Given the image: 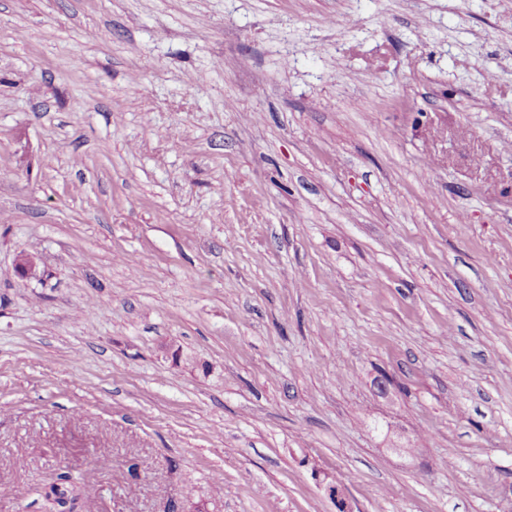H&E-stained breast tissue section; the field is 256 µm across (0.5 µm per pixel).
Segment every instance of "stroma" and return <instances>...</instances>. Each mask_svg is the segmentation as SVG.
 Masks as SVG:
<instances>
[{
    "label": "stroma",
    "instance_id": "stroma-1",
    "mask_svg": "<svg viewBox=\"0 0 512 512\" xmlns=\"http://www.w3.org/2000/svg\"><path fill=\"white\" fill-rule=\"evenodd\" d=\"M61 472L512 512V0H0V512Z\"/></svg>",
    "mask_w": 512,
    "mask_h": 512
}]
</instances>
